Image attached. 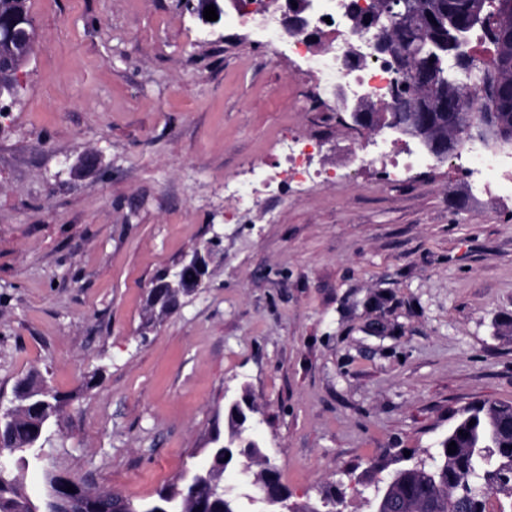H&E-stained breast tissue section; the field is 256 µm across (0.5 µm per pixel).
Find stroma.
Listing matches in <instances>:
<instances>
[{
	"instance_id": "1",
	"label": "stroma",
	"mask_w": 512,
	"mask_h": 512,
	"mask_svg": "<svg viewBox=\"0 0 512 512\" xmlns=\"http://www.w3.org/2000/svg\"><path fill=\"white\" fill-rule=\"evenodd\" d=\"M35 53L0 115V405L42 372L58 469L156 499L248 395L290 505L336 485L370 512L389 459L462 410L512 402V200L457 160L264 190L224 221L285 130L351 157L364 131L282 49L184 0H29ZM93 150L98 168L68 163ZM203 288L144 328L147 295L213 236ZM102 370L92 389L85 376Z\"/></svg>"
}]
</instances>
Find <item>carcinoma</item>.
Wrapping results in <instances>:
<instances>
[{
  "instance_id": "cac0c4a2",
  "label": "carcinoma",
  "mask_w": 512,
  "mask_h": 512,
  "mask_svg": "<svg viewBox=\"0 0 512 512\" xmlns=\"http://www.w3.org/2000/svg\"><path fill=\"white\" fill-rule=\"evenodd\" d=\"M416 20L405 30H388L385 38L403 44L413 57L411 65L432 72L430 81L412 86L428 115V137L452 138L460 99L489 101L492 140L512 145V0H414ZM27 13L26 0H0V14ZM0 55H20L35 43L34 27L20 24ZM485 46L480 70L468 80L458 52L473 42ZM167 272L158 275L157 287L148 293L149 315L144 327L155 325L173 311L188 289L165 288ZM16 405L0 413V457L10 460L0 470V512H43L57 491L53 509L71 512L81 503L84 512H97L98 489L71 484L68 475L51 463L49 449L63 399L38 371L21 380L15 390ZM248 400L227 405V431L215 429L203 457L191 456L182 473L158 493L177 512H241V494L224 486L223 448L247 447L234 455L233 466L253 476L251 485L265 512H279L289 498L278 469L264 454L260 442L246 432ZM475 424H470V421ZM456 452L448 453V445ZM32 466L43 470L38 497L28 490L26 473ZM73 491H67L68 486ZM372 512H512V403L486 402L468 408L437 443L429 460L396 470L384 495L371 504Z\"/></svg>"
}]
</instances>
